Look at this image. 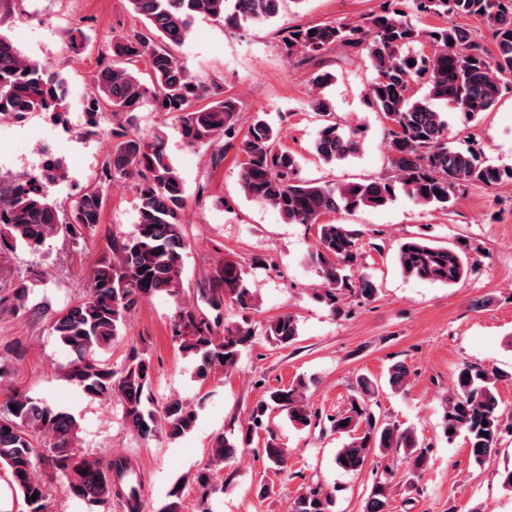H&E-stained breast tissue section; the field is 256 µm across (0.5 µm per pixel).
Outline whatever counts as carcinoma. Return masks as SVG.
Returning a JSON list of instances; mask_svg holds the SVG:
<instances>
[{
	"mask_svg": "<svg viewBox=\"0 0 512 512\" xmlns=\"http://www.w3.org/2000/svg\"><path fill=\"white\" fill-rule=\"evenodd\" d=\"M129 3L145 30L118 33L99 51L101 62L92 74L84 102L87 135H101L102 115L118 118L99 178L66 213L43 193L44 183L67 179V169L56 156L39 172L22 174L0 187V267L18 248L39 251L59 234L72 246H80L95 234L112 182L131 181L136 200L134 231L128 236H108L106 253L90 273L86 294L52 318L51 330L74 356L69 377L88 396L105 403L120 401L129 429L141 440L161 433L178 439L194 429L197 410L178 398L155 406L150 396L148 353L131 347L125 366L117 372L100 358V352L120 336L127 315L140 302L166 294L177 303L172 338L180 351L192 357L194 376L204 383L216 371L236 367L242 349L255 338V328L246 320L223 324L226 302L246 309L252 296L242 269L226 261L199 281L193 298H182L184 255L189 246L182 229L186 189L168 159L163 139L146 137L135 129L137 112L150 100L155 111L174 115L191 148L220 139L229 147L237 146L244 158L240 173L244 195L273 207L289 224H318L328 212L379 208L398 188L418 205L449 208L457 193L471 185L493 187L506 179L512 181V167L497 166L469 147L448 146V118L436 107L442 101L448 109L471 119L498 103L503 78L512 77V0H383L380 10L360 23H323L279 31L280 49L289 59L311 57L330 46L361 47L375 71L367 98L389 121L390 164L396 181L333 185L297 179L296 157L279 145V132L260 116L246 135L238 138L237 98L222 97L199 106V101L212 94V86L192 75L173 53V48L188 38L191 20L198 14L221 18L232 27L263 24L278 15L281 0ZM431 15L447 18L446 25L420 26L419 18ZM459 16L488 24L495 53L477 43L470 28L454 22ZM91 41L82 28H73L68 31V52L79 56L87 52ZM424 43L432 48L431 54L410 52L411 47ZM140 62L150 71L149 86L138 77ZM417 78L424 79L426 91L413 98L409 86ZM68 96V83L61 71L46 61L22 56L0 33V120L21 121L42 112L54 122L64 123ZM316 106L325 116L313 144L316 154L326 162L356 155L359 131L342 128L324 100H317ZM357 241L358 231L349 224H319L311 262L318 266L323 280L318 298L335 314L341 312L339 291L351 288L365 300L375 293L369 278L360 276L353 281L346 274L357 260ZM469 260L463 249L422 240L403 242L397 251L405 275L448 286L465 276ZM41 277L39 271L13 281L0 276V313L41 316L40 308L30 304L32 288ZM264 336L280 346L291 344L298 338L297 322L290 315L279 316L267 323ZM499 379L496 372L464 363L446 399L443 432L450 441L463 436L479 465L498 451L502 434L512 433V415L504 416L499 408ZM304 387L300 380L258 400L241 437H215L207 463L195 476L204 493L201 512H210L206 493L224 471V463L248 447L253 430L267 427L264 454L276 469L286 467L288 450L268 428L269 417L279 410L293 425L308 426ZM377 394V383L359 378L349 406L331 420L336 433L347 437L336 452V464L356 473L371 458H384L401 448L407 473L422 476L427 455L418 449L413 433L377 414ZM0 466L9 471L23 512H48L50 485L57 479L66 480L70 493L96 512H109L115 499L124 500L128 512L140 509V486L129 479L136 472L130 462L117 458L105 464L80 455L76 420L24 393L10 392L0 398ZM389 495L388 480L376 482L364 512H388ZM333 506L332 495L310 489L289 502L287 512H334Z\"/></svg>",
	"mask_w": 512,
	"mask_h": 512,
	"instance_id": "1",
	"label": "carcinoma"
}]
</instances>
